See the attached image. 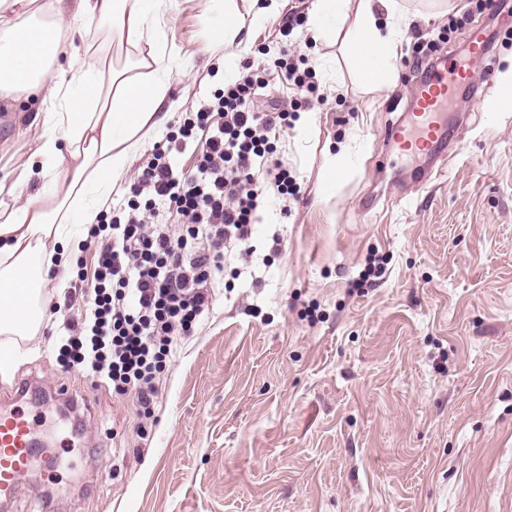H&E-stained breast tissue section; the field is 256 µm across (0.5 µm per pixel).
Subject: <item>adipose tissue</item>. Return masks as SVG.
Listing matches in <instances>:
<instances>
[{
    "label": "adipose tissue",
    "instance_id": "adipose-tissue-1",
    "mask_svg": "<svg viewBox=\"0 0 512 512\" xmlns=\"http://www.w3.org/2000/svg\"><path fill=\"white\" fill-rule=\"evenodd\" d=\"M164 0H79L87 17L107 23L120 37L154 42L149 19ZM353 26H345L347 16ZM399 0H314L316 35L340 36L346 57L373 90L389 85V72L402 34ZM60 23L37 24L28 0H0V98L12 91H39L53 81L65 110L44 124L35 151L47 159L69 147L70 166L42 168L48 190L0 216V335L34 336L44 324L40 304L43 276L52 266L67 267L78 253L82 231L98 222L112 200V186L130 156L158 123L167 100L168 78L160 51L141 59L146 78L104 75L93 54L60 63Z\"/></svg>",
    "mask_w": 512,
    "mask_h": 512
}]
</instances>
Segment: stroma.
<instances>
[{"label": "stroma", "instance_id": "obj_1", "mask_svg": "<svg viewBox=\"0 0 512 512\" xmlns=\"http://www.w3.org/2000/svg\"><path fill=\"white\" fill-rule=\"evenodd\" d=\"M388 89L364 88L339 42L297 29L301 68L323 101L312 122L274 134L299 200L267 197L248 260L230 261L196 335L157 379L145 433L131 399L60 362L59 316L20 354L0 400L27 379L60 386L75 419L39 408L49 451L10 512H512V109L465 103L458 145L426 186L421 156L390 151L386 127L410 106L415 31L467 14L495 38L496 74L512 68V12L475 0H401ZM312 0L241 20L237 42L207 48V0H168L160 48L170 111L112 190L120 200L154 144L224 86V62L259 64L257 103L299 93L276 67L283 18ZM65 0L64 55L98 43L105 23ZM44 87L27 111L0 103V180H16L42 123L63 111ZM387 260L352 289L368 253Z\"/></svg>", "mask_w": 512, "mask_h": 512}]
</instances>
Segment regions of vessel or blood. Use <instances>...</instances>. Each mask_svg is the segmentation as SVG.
<instances>
[{
    "instance_id": "vessel-or-blood-1",
    "label": "vessel or blood",
    "mask_w": 512,
    "mask_h": 512,
    "mask_svg": "<svg viewBox=\"0 0 512 512\" xmlns=\"http://www.w3.org/2000/svg\"><path fill=\"white\" fill-rule=\"evenodd\" d=\"M490 39L483 29H473L469 36V56L459 60L440 57L412 88L415 110L412 114L413 133L391 127L386 133L390 145L409 153H431L444 159L452 143L448 140L441 117L449 103L460 95L477 99L482 86L495 85V70L487 59ZM483 62V76L474 79L476 62ZM496 105L512 106V88L496 87ZM35 420L24 410L0 412V505L8 506L19 494L22 480L37 453L32 438Z\"/></svg>"
}]
</instances>
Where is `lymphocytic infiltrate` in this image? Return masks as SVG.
Listing matches in <instances>:
<instances>
[{
  "label": "lymphocytic infiltrate",
  "mask_w": 512,
  "mask_h": 512,
  "mask_svg": "<svg viewBox=\"0 0 512 512\" xmlns=\"http://www.w3.org/2000/svg\"><path fill=\"white\" fill-rule=\"evenodd\" d=\"M261 86L256 70L246 69L186 117L141 163L121 216L88 231L96 244L94 285L82 320L65 325L59 357L132 398L139 419L150 418L158 374L210 309L209 286L224 270L226 244H247L259 196L267 188L300 193L290 171L268 161L270 132L289 121L287 112L255 109ZM206 127L211 134L194 171H179L172 150ZM164 209L182 216L181 227L159 223Z\"/></svg>",
  "instance_id": "lymphocytic-infiltrate-1"
}]
</instances>
